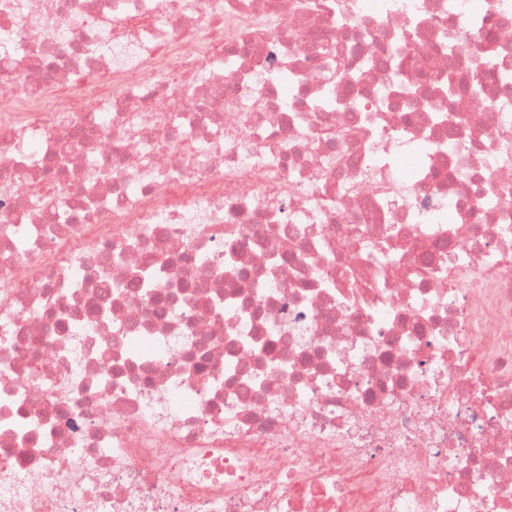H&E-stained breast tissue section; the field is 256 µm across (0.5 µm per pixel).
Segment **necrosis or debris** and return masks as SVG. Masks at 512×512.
Wrapping results in <instances>:
<instances>
[{"label":"necrosis or debris","instance_id":"1","mask_svg":"<svg viewBox=\"0 0 512 512\" xmlns=\"http://www.w3.org/2000/svg\"><path fill=\"white\" fill-rule=\"evenodd\" d=\"M0 512H512V0H0Z\"/></svg>","mask_w":512,"mask_h":512}]
</instances>
